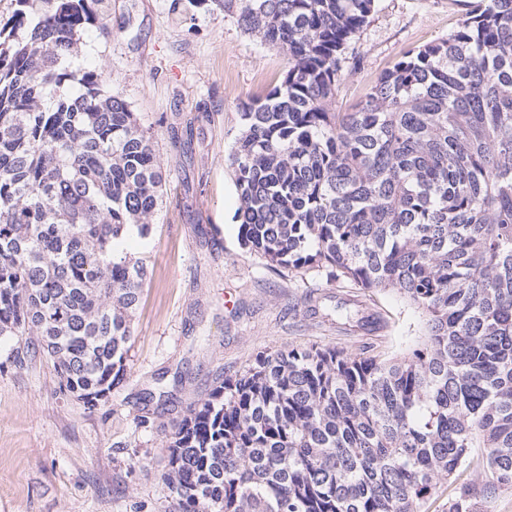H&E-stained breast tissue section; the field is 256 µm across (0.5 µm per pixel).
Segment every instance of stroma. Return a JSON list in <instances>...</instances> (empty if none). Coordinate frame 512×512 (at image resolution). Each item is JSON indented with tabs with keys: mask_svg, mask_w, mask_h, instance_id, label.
Masks as SVG:
<instances>
[{
	"mask_svg": "<svg viewBox=\"0 0 512 512\" xmlns=\"http://www.w3.org/2000/svg\"><path fill=\"white\" fill-rule=\"evenodd\" d=\"M111 34L88 28L80 63L112 61L113 95L153 136L165 173L149 240L131 237L147 285L132 319L126 374L87 408L60 393L51 363L10 361L25 343L0 336V512H173L161 475L166 448L190 405L261 352L318 343L372 344L391 357L420 336L422 319L391 293L317 272L273 271L238 239L229 156L242 114L283 78V49L245 33L213 0L193 16L172 0H106ZM469 0H376L349 43L337 111L358 103L405 52L441 41ZM351 301L357 322L310 314L309 293ZM154 425L138 426L141 416Z\"/></svg>",
	"mask_w": 512,
	"mask_h": 512,
	"instance_id": "obj_1",
	"label": "stroma"
}]
</instances>
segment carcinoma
Listing matches in <instances>:
<instances>
[{
  "mask_svg": "<svg viewBox=\"0 0 512 512\" xmlns=\"http://www.w3.org/2000/svg\"><path fill=\"white\" fill-rule=\"evenodd\" d=\"M0 23V336L93 409L123 377L165 184L150 132L77 64L102 0H14ZM288 54L231 155L242 245L272 269L391 292L421 341L382 359L263 352L190 406L163 475L177 512H445L512 489V0H475L347 112L346 46L376 0H214Z\"/></svg>",
  "mask_w": 512,
  "mask_h": 512,
  "instance_id": "carcinoma-1",
  "label": "carcinoma"
}]
</instances>
